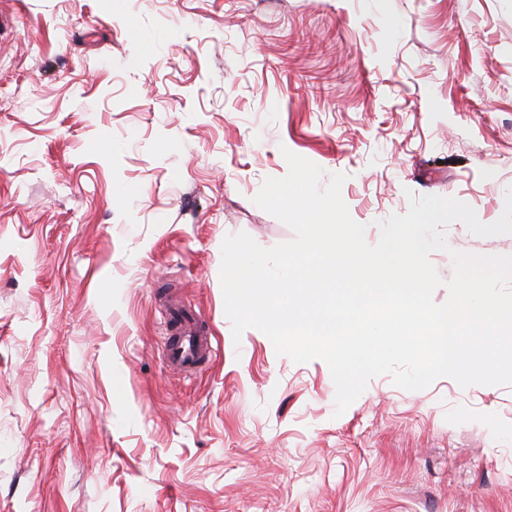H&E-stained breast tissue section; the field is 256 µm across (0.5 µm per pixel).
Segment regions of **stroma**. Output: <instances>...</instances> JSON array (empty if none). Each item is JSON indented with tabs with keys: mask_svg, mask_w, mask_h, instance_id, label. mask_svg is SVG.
<instances>
[{
	"mask_svg": "<svg viewBox=\"0 0 512 512\" xmlns=\"http://www.w3.org/2000/svg\"><path fill=\"white\" fill-rule=\"evenodd\" d=\"M0 512H512V387L372 378L234 339L226 236L283 150L376 243L408 194L512 186V0H0ZM449 251L512 255L460 222ZM210 326L170 371L160 295Z\"/></svg>",
	"mask_w": 512,
	"mask_h": 512,
	"instance_id": "35a3bbf8",
	"label": "stroma"
}]
</instances>
